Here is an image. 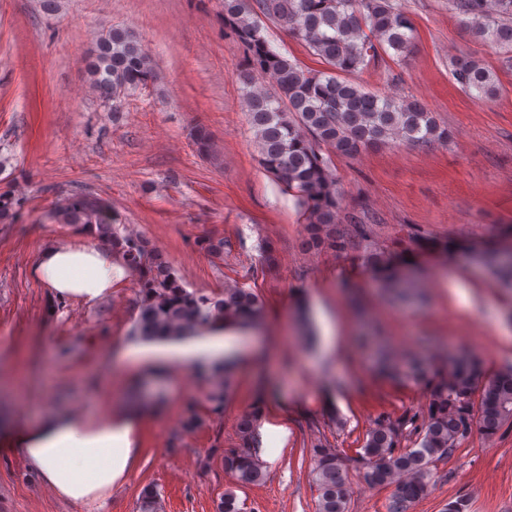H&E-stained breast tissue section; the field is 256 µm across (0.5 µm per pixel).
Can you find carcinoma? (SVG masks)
<instances>
[{"mask_svg":"<svg viewBox=\"0 0 512 512\" xmlns=\"http://www.w3.org/2000/svg\"><path fill=\"white\" fill-rule=\"evenodd\" d=\"M448 9L482 40L507 53L512 62V0H448ZM280 25L318 56L326 69L310 73L274 51L263 35L265 23ZM224 27L243 47L246 66L238 73L242 98L260 145L266 169L295 192L304 207L303 247L342 253L353 238L366 235L362 224L338 227V191L325 154L356 156L369 148L401 142L432 146L448 141V129L415 99L380 95L351 76L382 56L402 61L413 46L414 25L400 0H224ZM87 68L99 97L118 102L154 82L152 62L131 32L114 27L90 54ZM461 89L491 98L494 75L471 55L451 62ZM21 198L0 192V223L13 221ZM51 218L75 229H91L112 249L136 283L133 335L146 341L180 340L217 325L247 326L262 312L258 295L230 286L219 297L187 290L170 262L141 235L120 231L122 221L112 204L83 191L58 199ZM372 267L391 284L397 271L379 254ZM205 411L191 406L182 430L192 433L203 415L219 416L233 391L222 368L204 375ZM406 381L420 386L425 403L397 416L380 415L367 430L358 463L370 486H395L387 512H408L431 488L437 463L473 433L490 440L512 424V372L491 376L468 357L452 360L440 374L413 363ZM261 407L254 405L237 422L235 448L214 447L224 470L241 485L265 481L267 470L255 451ZM312 481L317 512H350L347 467L325 439L312 443ZM159 491L145 488L139 512H156ZM232 490L224 492L216 512H243Z\"/></svg>","mask_w":512,"mask_h":512,"instance_id":"carcinoma-1","label":"carcinoma"}]
</instances>
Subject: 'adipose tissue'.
<instances>
[{"label": "adipose tissue", "instance_id": "ef3b65f1", "mask_svg": "<svg viewBox=\"0 0 512 512\" xmlns=\"http://www.w3.org/2000/svg\"><path fill=\"white\" fill-rule=\"evenodd\" d=\"M35 278L60 301L91 305L130 279V271L111 253L95 246L88 232L44 247L33 268ZM232 342L221 335L127 347L131 361L174 359L187 369L221 360ZM143 414L135 408L105 409L95 417L51 412L10 438L43 485L59 499L91 505L105 501L114 484L125 481L139 453Z\"/></svg>", "mask_w": 512, "mask_h": 512}]
</instances>
